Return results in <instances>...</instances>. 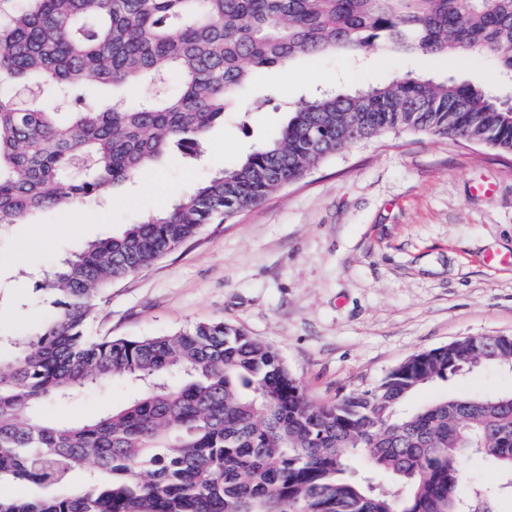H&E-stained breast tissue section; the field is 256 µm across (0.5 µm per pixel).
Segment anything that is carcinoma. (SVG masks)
<instances>
[{"label":"carcinoma","instance_id":"1","mask_svg":"<svg viewBox=\"0 0 512 512\" xmlns=\"http://www.w3.org/2000/svg\"><path fill=\"white\" fill-rule=\"evenodd\" d=\"M373 45L435 59L482 55L512 78V0H0V228L47 208L107 200L171 150L196 159L257 74ZM120 94L84 106L86 86ZM38 85L24 111L18 86ZM156 91L139 96L141 87ZM73 99L60 112L57 99ZM512 154V102L487 87L405 75L301 101L280 134L159 212L45 269L51 312L0 360V512H494L512 489V391L420 388L512 369V336L413 354L374 385L312 400L279 353L245 330L197 323L165 336L93 338L96 302L125 279L263 203L348 147L390 132ZM121 379L138 395L79 425L37 413ZM489 460L502 483L463 493L456 462ZM90 469L83 485L73 483ZM512 389V371L491 368L455 377L438 385L419 389L407 401L409 408L428 403L446 393L492 395Z\"/></svg>","mask_w":512,"mask_h":512}]
</instances>
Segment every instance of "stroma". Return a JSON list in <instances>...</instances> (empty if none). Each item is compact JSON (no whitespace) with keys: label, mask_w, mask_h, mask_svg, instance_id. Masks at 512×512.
<instances>
[{"label":"stroma","mask_w":512,"mask_h":512,"mask_svg":"<svg viewBox=\"0 0 512 512\" xmlns=\"http://www.w3.org/2000/svg\"><path fill=\"white\" fill-rule=\"evenodd\" d=\"M408 73L476 86L498 81L494 62L482 56L402 58L373 47L261 74L211 131L200 163L176 151L112 200L47 209L1 229L0 333L23 334L37 319L40 268L157 211L158 189L173 199L235 166L280 132L284 104L318 87L364 89ZM266 96L276 108L253 111ZM490 255L512 258V155L390 133L327 158L260 206L206 225L113 284L87 332L159 336L221 321L269 343L312 398L328 401L375 384L412 354L462 337L512 335V265H488ZM511 389L512 371L491 368L423 387L407 405ZM135 395L133 385L115 380L46 401L39 413L77 424Z\"/></svg>","instance_id":"35a3bbf8"}]
</instances>
